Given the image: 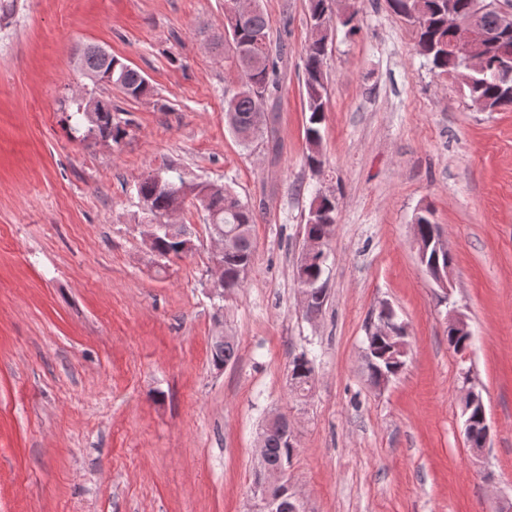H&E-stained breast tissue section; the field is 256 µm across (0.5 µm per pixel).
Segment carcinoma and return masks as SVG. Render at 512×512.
Returning <instances> with one entry per match:
<instances>
[{
  "label": "carcinoma",
  "mask_w": 512,
  "mask_h": 512,
  "mask_svg": "<svg viewBox=\"0 0 512 512\" xmlns=\"http://www.w3.org/2000/svg\"><path fill=\"white\" fill-rule=\"evenodd\" d=\"M334 0H308L311 20V38L304 48L305 104L307 113L305 137L308 153L305 162L309 168L318 171L324 165L321 153V126L325 121L327 76L323 71V60L327 53L329 31L334 12L331 3ZM458 13L470 10L472 0H389L392 11L406 22L417 28V46L419 53L426 57L437 75H451L468 89L473 103L488 112L512 109V77L507 73L511 66L504 65L503 56H512V33L497 32V15L489 11L483 15L482 23L496 36L489 40L485 49V67L480 71L469 69L461 54L451 55L444 46L454 36L448 27V6ZM224 44L237 63L240 73V85L224 101L225 115H233L235 125L232 131L244 145H250L264 136L266 126L256 125L258 97L272 92L278 87V64L284 54V45H274L270 39L269 22L266 14L258 8L245 18L237 27L224 36ZM82 65L88 76L98 75L112 69V79L107 84L115 87L125 96L138 99L148 92V82L137 69L124 63L117 57L105 60L103 48L89 46L83 50ZM67 128L71 139L83 141L89 135L109 139L117 144L126 135V130L112 123V105L99 102L96 112L81 109L79 103L71 104L67 118ZM138 196L147 205L153 218L158 220L174 205L181 202L176 191L159 185L147 177L137 186ZM320 222L305 224V237L322 238L333 231L337 219L336 197L332 194H318ZM208 227L213 235L229 234L242 229L240 245L237 251L226 253L224 263V295L229 296L244 287L245 275L253 256L252 224L256 223V212L229 188H224V199L206 208ZM155 250L161 259L184 257L182 241L170 237L155 229ZM325 263L320 261L307 266L297 265L295 279L298 284L314 285V303L321 305L326 299L323 276ZM371 360L367 362L370 379L377 377L378 369L389 370L391 357L390 345L383 337H377L372 343ZM210 358L217 368L226 367L238 359V344L223 345L211 341ZM293 377L300 384V392L310 390L314 378V366L311 360H301L295 356L289 364ZM269 455L278 460L291 459L296 448L280 435L268 438Z\"/></svg>",
  "instance_id": "obj_1"
}]
</instances>
